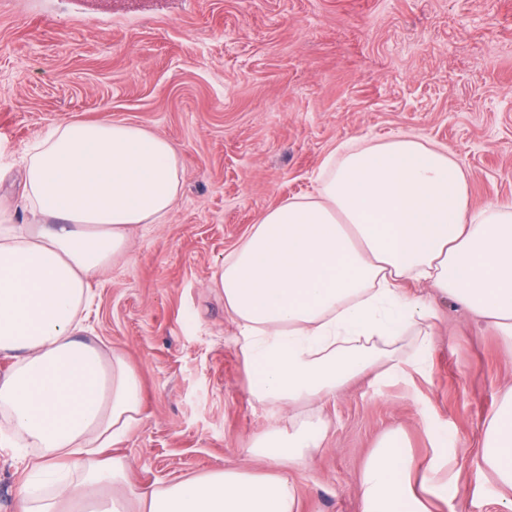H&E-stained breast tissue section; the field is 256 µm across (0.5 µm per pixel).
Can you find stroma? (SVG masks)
Segmentation results:
<instances>
[{
    "label": "stroma",
    "mask_w": 512,
    "mask_h": 512,
    "mask_svg": "<svg viewBox=\"0 0 512 512\" xmlns=\"http://www.w3.org/2000/svg\"><path fill=\"white\" fill-rule=\"evenodd\" d=\"M71 120L133 123L169 139L182 192L168 223L133 231L92 284L86 336L138 373L143 421L112 452L127 485L268 465L249 453L288 413L249 392L236 325L212 280L259 217L313 193L324 160L358 137L416 132L448 147L473 206L512 203V0H0V212L19 199L26 149ZM427 374L354 379L300 407L322 448L284 468L299 512H361L360 476L402 428L456 437L449 473L472 480L486 418L512 384V345L452 301ZM23 448H0V512H12Z\"/></svg>",
    "instance_id": "35a3bbf8"
}]
</instances>
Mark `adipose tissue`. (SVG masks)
Here are the masks:
<instances>
[{
  "mask_svg": "<svg viewBox=\"0 0 512 512\" xmlns=\"http://www.w3.org/2000/svg\"><path fill=\"white\" fill-rule=\"evenodd\" d=\"M314 193L264 212L214 285L236 324L248 390L280 408L331 398L373 365L398 378L426 370L437 315L406 295L422 283L512 343V205L472 206L462 168L442 145L406 132L348 142ZM182 189L180 156L131 123L68 121L26 152L22 201L39 220L0 225V447L34 451L43 475L79 469L46 493L22 486L15 512H298L288 479L236 468L119 492L128 463L106 451L142 420L141 383L124 354L85 337L93 281L129 251L130 234L166 223ZM417 461L402 430L383 435L361 475V512H478L482 475L512 512V386L486 419L477 479L449 477L454 442L431 428ZM306 418L258 436L274 468L322 448Z\"/></svg>",
  "mask_w": 512,
  "mask_h": 512,
  "instance_id": "obj_1",
  "label": "adipose tissue"
}]
</instances>
